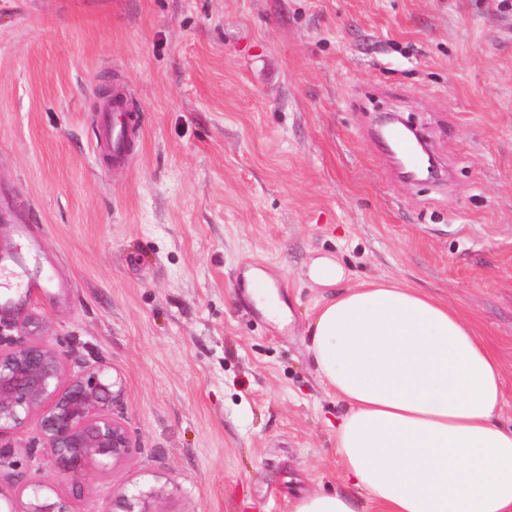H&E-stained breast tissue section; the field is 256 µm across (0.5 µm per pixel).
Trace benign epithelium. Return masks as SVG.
<instances>
[{"instance_id": "1", "label": "benign epithelium", "mask_w": 512, "mask_h": 512, "mask_svg": "<svg viewBox=\"0 0 512 512\" xmlns=\"http://www.w3.org/2000/svg\"><path fill=\"white\" fill-rule=\"evenodd\" d=\"M122 386L102 365L68 375L64 354L42 342L0 333V435L21 428L29 416L39 420L38 441L54 467L79 482L82 473L127 458L134 447L129 432L112 419ZM162 491L151 489L112 500L120 510L153 512ZM7 512H70L66 501L33 490L21 507Z\"/></svg>"}]
</instances>
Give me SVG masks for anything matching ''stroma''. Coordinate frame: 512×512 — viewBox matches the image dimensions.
I'll return each instance as SVG.
<instances>
[{"mask_svg":"<svg viewBox=\"0 0 512 512\" xmlns=\"http://www.w3.org/2000/svg\"><path fill=\"white\" fill-rule=\"evenodd\" d=\"M126 83L143 136L93 151ZM421 129L449 186L397 177L384 113ZM0 189L41 242L24 328L66 372L106 365L134 448L80 483L0 435L71 512L162 489L154 512H293L343 490L308 325L336 287L397 280L458 309L504 367L512 421V0H0ZM260 270L285 306L248 292ZM309 276L318 284L331 286L345 278V269L329 257H318L311 263Z\"/></svg>","mask_w":512,"mask_h":512,"instance_id":"stroma-1","label":"stroma"}]
</instances>
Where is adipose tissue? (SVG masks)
I'll return each instance as SVG.
<instances>
[{"label":"adipose tissue","instance_id":"ef3b65f1","mask_svg":"<svg viewBox=\"0 0 512 512\" xmlns=\"http://www.w3.org/2000/svg\"><path fill=\"white\" fill-rule=\"evenodd\" d=\"M308 331L346 407L336 451L358 494L315 491L294 512H512L503 366L457 309L369 281L322 303Z\"/></svg>","mask_w":512,"mask_h":512}]
</instances>
